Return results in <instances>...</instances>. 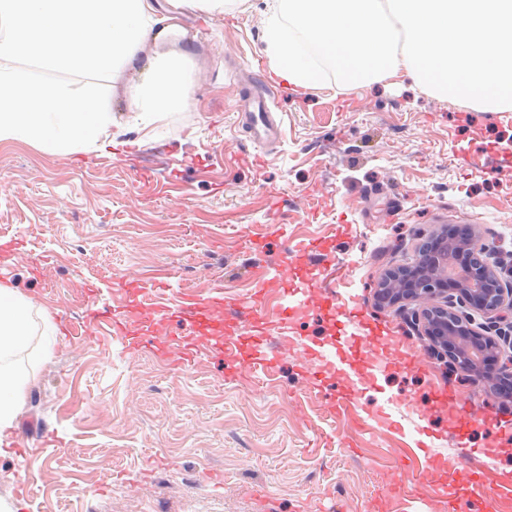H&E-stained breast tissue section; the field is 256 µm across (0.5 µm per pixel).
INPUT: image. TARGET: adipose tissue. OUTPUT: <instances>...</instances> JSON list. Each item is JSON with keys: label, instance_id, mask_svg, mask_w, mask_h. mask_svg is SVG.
I'll list each match as a JSON object with an SVG mask.
<instances>
[{"label": "adipose tissue", "instance_id": "adipose-tissue-1", "mask_svg": "<svg viewBox=\"0 0 512 512\" xmlns=\"http://www.w3.org/2000/svg\"><path fill=\"white\" fill-rule=\"evenodd\" d=\"M237 0H0V143L21 141L68 157L112 146V111L97 83L79 89L47 81L46 72L106 73L112 81L148 68L129 90L144 125L193 101L186 55L146 57L147 45L184 36L185 11L223 13ZM32 307L0 282V439L14 426L31 381L12 356L31 336Z\"/></svg>", "mask_w": 512, "mask_h": 512}]
</instances>
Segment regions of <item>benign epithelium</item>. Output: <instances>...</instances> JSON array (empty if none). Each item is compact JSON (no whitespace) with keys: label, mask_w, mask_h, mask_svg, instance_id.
<instances>
[{"label":"benign epithelium","mask_w":512,"mask_h":512,"mask_svg":"<svg viewBox=\"0 0 512 512\" xmlns=\"http://www.w3.org/2000/svg\"><path fill=\"white\" fill-rule=\"evenodd\" d=\"M472 236L434 238L405 266L386 270L376 297L421 326L429 350L498 396L512 384V266L494 265Z\"/></svg>","instance_id":"7a95c632"}]
</instances>
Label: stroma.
I'll return each mask as SVG.
<instances>
[{
    "instance_id": "obj_1",
    "label": "stroma",
    "mask_w": 512,
    "mask_h": 512,
    "mask_svg": "<svg viewBox=\"0 0 512 512\" xmlns=\"http://www.w3.org/2000/svg\"><path fill=\"white\" fill-rule=\"evenodd\" d=\"M266 22V0L221 18L186 13L173 48L191 60L194 102L149 126L125 86L96 75L126 144L116 155L0 143V242L17 244L0 280L35 307L15 357L31 383L0 447V502L13 512H448L467 487L431 392L446 386L475 414L512 418V401L446 370L409 317L374 297L386 269L463 225L512 262V112L390 79L295 91L272 74ZM261 93L281 124L263 143L248 107ZM322 239L333 245L312 277L417 352L416 371L388 366L355 394L338 368L311 380L303 352L335 356L336 337L319 311H281L308 287L287 269L289 252ZM259 288L269 319L250 343L263 355L268 338L280 344L266 374L229 376L230 357L206 336L176 365L163 341L184 326L130 310L160 296H220L232 308ZM102 307L124 334L90 319ZM45 311L58 327L48 355ZM388 397L411 418L380 428L368 414ZM424 431L442 451L431 469Z\"/></svg>"
}]
</instances>
